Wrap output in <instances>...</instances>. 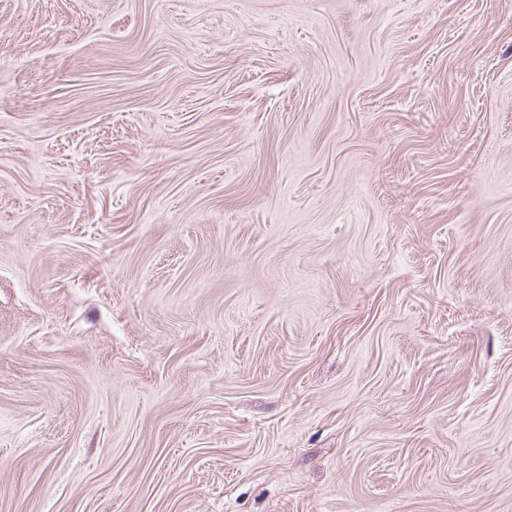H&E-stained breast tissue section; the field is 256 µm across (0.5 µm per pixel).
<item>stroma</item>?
<instances>
[{"label": "stroma", "mask_w": 512, "mask_h": 512, "mask_svg": "<svg viewBox=\"0 0 512 512\" xmlns=\"http://www.w3.org/2000/svg\"><path fill=\"white\" fill-rule=\"evenodd\" d=\"M0 512H512V0H0Z\"/></svg>", "instance_id": "1"}]
</instances>
